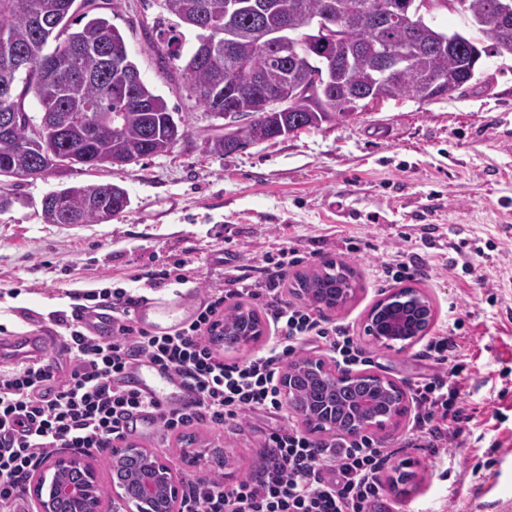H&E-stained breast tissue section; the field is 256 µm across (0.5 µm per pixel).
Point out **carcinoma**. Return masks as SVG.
Listing matches in <instances>:
<instances>
[{
	"label": "carcinoma",
	"instance_id": "1",
	"mask_svg": "<svg viewBox=\"0 0 512 512\" xmlns=\"http://www.w3.org/2000/svg\"><path fill=\"white\" fill-rule=\"evenodd\" d=\"M121 0H0V85L11 87L9 108L15 122L0 135V213L18 200L14 177L31 171L38 178L76 165L88 168L126 167L168 153L188 136L190 116L172 111L143 79L129 81L139 71L120 31L106 12H115ZM226 0H162V8L192 29L206 22L220 23L215 33L220 49L203 54L196 47L185 65L178 66L180 49L167 41L149 47L162 62V74L186 82L190 95L205 111L216 115L229 105L247 120L208 143L214 154H227L250 144L288 136L344 119L342 104L353 95L373 102L386 96L433 100L448 96V82L464 80L474 62L491 43L496 53L512 56V28L504 29L497 16V0H464L458 12L469 16L471 29L450 47L438 40L439 29L428 24L413 30L391 24L377 34L347 25L327 46L307 45L309 23L327 11L347 16L371 9L379 0H238L228 16ZM288 24L296 40L293 53L273 43L263 45L254 35L263 26L276 32ZM331 65L328 84L314 97H299L286 112H273L268 94L304 82L311 71ZM37 102L40 120L26 111L27 96ZM96 112L104 121L88 125L83 116ZM130 201L117 184L70 185L42 200L45 224H103L124 213ZM356 280L347 264L327 265L296 277L298 296L316 308L333 309L353 295ZM418 290L404 287L390 295L375 323L395 317L416 325L431 312ZM261 321L252 309L237 306L224 315L229 336H252ZM292 407L311 417L318 401L336 399V431L349 422L345 410L371 418L389 407L400 408L399 394L377 390V377L362 373L350 385L333 391L315 375L300 370ZM141 469L137 461L118 465L129 492Z\"/></svg>",
	"mask_w": 512,
	"mask_h": 512
}]
</instances>
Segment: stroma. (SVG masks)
I'll use <instances>...</instances> for the list:
<instances>
[{"instance_id": "1", "label": "stroma", "mask_w": 512, "mask_h": 512, "mask_svg": "<svg viewBox=\"0 0 512 512\" xmlns=\"http://www.w3.org/2000/svg\"><path fill=\"white\" fill-rule=\"evenodd\" d=\"M160 3L122 0L112 23L145 82L189 113L188 135L136 166H78L21 181L20 203L0 214V339L54 326L56 312H71L74 289L182 296L196 310L223 287L226 266L257 271L285 245L301 257V273L329 260L353 267L354 297L321 316L349 327L369 357L367 372L406 391L430 369L420 343L387 348L365 331L371 307L404 284L380 280L382 264L403 255L427 267L407 284L433 305L428 338L449 334L460 347L458 380L473 420L444 467L428 449L403 447L413 414L389 426L381 445L391 457L371 512H512V58L487 51L452 97H387L362 114L221 156L207 140L223 134V120L197 106L183 83L165 80L148 48L173 21ZM105 183L127 190L125 213L104 224L42 222L48 192ZM179 258L190 263L186 282L146 288L131 280ZM452 317L461 321L454 331ZM279 424L263 415L204 421L187 439L164 441L139 420L128 440L162 451L186 483L223 477L229 465L241 479L260 470L261 444ZM401 470L415 476L405 495L391 485Z\"/></svg>"}]
</instances>
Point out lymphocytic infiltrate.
<instances>
[{
  "mask_svg": "<svg viewBox=\"0 0 512 512\" xmlns=\"http://www.w3.org/2000/svg\"><path fill=\"white\" fill-rule=\"evenodd\" d=\"M300 262L284 246L264 257L259 277L228 274L223 289L210 295L190 323L163 336L135 323L138 298L122 288L100 295L102 306L112 310L109 340L87 335L78 314L57 316L66 331L68 374H60L52 360L0 373V512H17L38 452L111 447L128 436L140 412H151L168 435L182 434L205 418L221 425L256 412L280 413L279 373L303 342L324 344L337 363L362 362L363 353L344 326L283 298L288 270ZM244 296L264 302L274 336L259 354L228 362L212 338L224 322L225 301ZM423 355L436 371L412 386L418 412L403 445L444 458L449 441L472 420L461 405L459 346L444 336L429 342ZM145 361L181 377L195 394L192 404L170 409L126 390L129 370ZM262 457L260 472L234 485L213 479L192 486L182 512H369L380 495L387 455L365 435L315 439L288 424L267 434Z\"/></svg>",
  "mask_w": 512,
  "mask_h": 512,
  "instance_id": "1",
  "label": "lymphocytic infiltrate"
}]
</instances>
